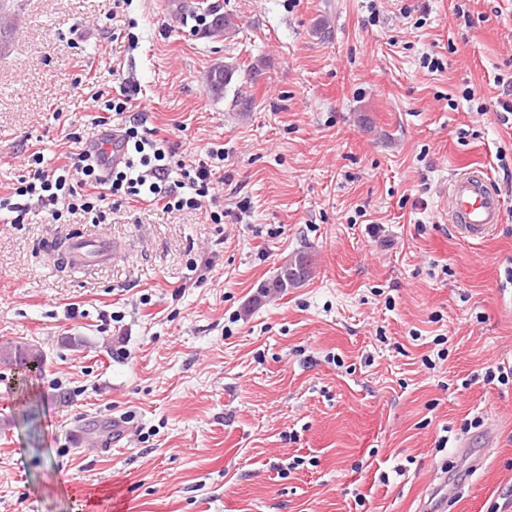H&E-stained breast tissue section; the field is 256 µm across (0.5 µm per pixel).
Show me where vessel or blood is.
<instances>
[{
    "label": "vessel or blood",
    "instance_id": "b4317fda",
    "mask_svg": "<svg viewBox=\"0 0 512 512\" xmlns=\"http://www.w3.org/2000/svg\"><path fill=\"white\" fill-rule=\"evenodd\" d=\"M448 214L455 232L481 240L489 236L504 215V201L492 186L488 174L479 168L456 176L448 186ZM116 248L107 240L75 238L69 242V261L82 267L111 261Z\"/></svg>",
    "mask_w": 512,
    "mask_h": 512
}]
</instances>
